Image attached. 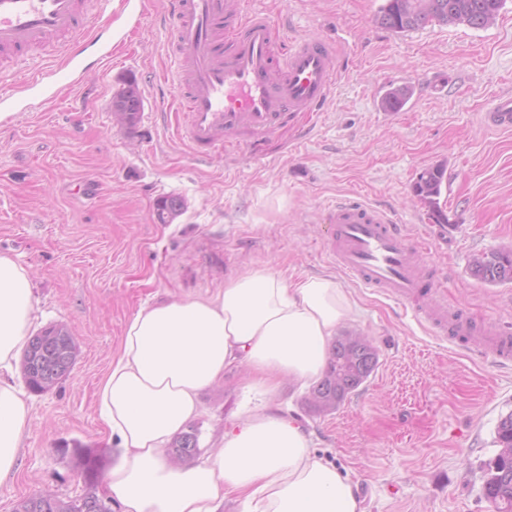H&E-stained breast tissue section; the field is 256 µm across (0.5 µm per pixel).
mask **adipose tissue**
Masks as SVG:
<instances>
[{
	"instance_id": "1",
	"label": "adipose tissue",
	"mask_w": 512,
	"mask_h": 512,
	"mask_svg": "<svg viewBox=\"0 0 512 512\" xmlns=\"http://www.w3.org/2000/svg\"><path fill=\"white\" fill-rule=\"evenodd\" d=\"M355 308L335 278L291 282L268 270L237 276L210 297L141 307L97 392L99 419L119 450L104 479L118 512H218L228 496L249 512H366L357 486L312 451L301 424L272 409L284 381L323 373ZM35 318L30 272L0 254V480L19 467L30 406L7 376ZM238 362L260 402L225 432L220 451L173 465L166 448L197 416L200 393Z\"/></svg>"
}]
</instances>
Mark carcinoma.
I'll use <instances>...</instances> for the list:
<instances>
[{
	"label": "carcinoma",
	"mask_w": 512,
	"mask_h": 512,
	"mask_svg": "<svg viewBox=\"0 0 512 512\" xmlns=\"http://www.w3.org/2000/svg\"><path fill=\"white\" fill-rule=\"evenodd\" d=\"M506 0H384L376 19L383 27L396 33L421 28L429 23L467 25L482 28L504 8ZM124 114L126 123L136 122L141 112V100L134 88H125L112 99ZM444 171L439 167L422 171L413 191L428 205L434 217L441 216L439 197ZM184 203L177 197L157 201L155 216L166 224L178 216ZM471 275L489 285L512 284V250H495L476 257L470 266ZM78 346L63 325H51L31 337L22 356V373L28 389L42 392L53 386L74 365ZM377 349L359 336L344 333L332 344L329 362L322 377L312 386L306 408L313 414L332 412L347 396L361 386L375 370ZM495 457L488 463V476L483 486L485 499L496 512H512V412L500 416L495 428ZM197 448L194 428L175 437L170 454L176 460L191 457ZM85 475L84 494L59 500L50 494L20 501L15 512H108V507L96 493L101 457L90 449H74Z\"/></svg>",
	"instance_id": "cac0c4a2"
}]
</instances>
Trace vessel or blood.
<instances>
[{"mask_svg": "<svg viewBox=\"0 0 512 512\" xmlns=\"http://www.w3.org/2000/svg\"><path fill=\"white\" fill-rule=\"evenodd\" d=\"M164 26L175 59V97L185 110L178 128L198 158L250 134L261 141L288 123L318 111L335 85L333 46L317 38L281 39L270 16L245 13L242 0H165ZM123 0H0V103L32 97L52 70L77 75L89 56L112 47L89 30L124 10ZM56 60L55 68L27 73L21 58ZM491 126L512 127V95L496 98ZM327 248L345 274L409 306L415 318L456 346L476 344L482 355L512 363V334L489 323L474 328L450 312L424 279L414 246L387 213L357 200L336 203L326 214Z\"/></svg>", "mask_w": 512, "mask_h": 512, "instance_id": "obj_1", "label": "vessel or blood"}]
</instances>
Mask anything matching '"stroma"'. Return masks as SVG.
I'll return each instance as SVG.
<instances>
[{
    "mask_svg": "<svg viewBox=\"0 0 512 512\" xmlns=\"http://www.w3.org/2000/svg\"><path fill=\"white\" fill-rule=\"evenodd\" d=\"M248 2L285 40L330 42L342 62L319 111L259 147L228 145L199 161L176 136L171 87L159 79L172 68L161 0L123 16L111 57L80 85L60 84L0 128V253L31 273L36 329L64 325L79 346L70 372L29 396L21 468L0 481V512L44 490L83 494L76 449L111 467L96 390L140 307L208 297L258 269L335 277L357 303L344 331L377 347L376 369L336 411L309 413L308 387L293 383L274 400L351 477L366 512H495L483 483L496 424L512 411V367L452 347L340 272L324 245V213L352 196L384 209L418 244L449 306L512 331V285L469 273L474 257L512 249V130L485 119L490 98L512 93V0L483 28L432 23L403 33L378 24L382 0ZM130 75L143 101L132 127L109 108ZM398 87L411 91L405 111L384 110L383 96ZM437 166L443 224L413 192L419 173ZM89 179L96 194L75 198ZM169 195L185 208L161 224L155 203ZM246 375L233 365L201 392L192 463L242 418Z\"/></svg>",
    "mask_w": 512,
    "mask_h": 512,
    "instance_id": "35a3bbf8",
    "label": "stroma"
}]
</instances>
